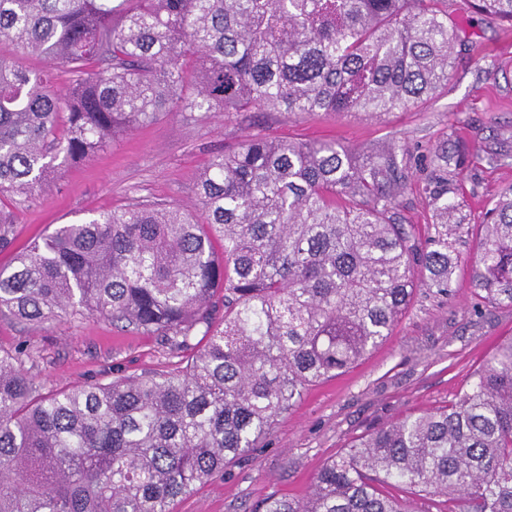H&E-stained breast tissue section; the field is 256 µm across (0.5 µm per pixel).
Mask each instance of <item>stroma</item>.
<instances>
[{"mask_svg": "<svg viewBox=\"0 0 512 512\" xmlns=\"http://www.w3.org/2000/svg\"><path fill=\"white\" fill-rule=\"evenodd\" d=\"M473 0H448L460 43L448 88L436 98L379 119L340 114L201 112L178 114L121 135L88 160L48 179L18 213L16 247L84 217L140 198L192 204L193 184L216 153L262 133L297 141L333 140L359 150L407 149L413 189L401 210L416 235L431 213L421 192L434 147L466 143L459 171L469 224L482 223L491 201L512 186V165L488 168L486 151L512 149V25L475 13ZM461 262L449 294L418 289L391 336L357 366L310 387L278 417L257 448L230 461L222 476L179 497L174 512H253L272 495L304 497L321 466L356 437L411 414L443 406L469 385L497 344L512 337V307L487 304L470 279L476 242L457 246ZM27 348L35 384L66 387L118 372L172 371L180 359L160 338L123 331L95 316L26 327L0 318V350Z\"/></svg>", "mask_w": 512, "mask_h": 512, "instance_id": "35a3bbf8", "label": "stroma"}]
</instances>
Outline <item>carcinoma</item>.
Here are the masks:
<instances>
[{
    "instance_id": "carcinoma-1",
    "label": "carcinoma",
    "mask_w": 512,
    "mask_h": 512,
    "mask_svg": "<svg viewBox=\"0 0 512 512\" xmlns=\"http://www.w3.org/2000/svg\"><path fill=\"white\" fill-rule=\"evenodd\" d=\"M473 7L512 24V0ZM457 38L448 0H0V252H14L0 317L95 315L185 353L176 372L45 393L26 349L0 353V512H172L378 347L416 289L448 293L472 231L451 170L465 148L446 142L427 167L423 238L402 224L411 167L396 147L262 134L208 160L191 209L132 200L19 250L15 211L172 112L380 117L429 99L448 87ZM7 45L44 67H20ZM472 283L512 305V188L486 213ZM388 485L512 512V338L448 405L361 436L306 497L259 512H409Z\"/></svg>"
}]
</instances>
